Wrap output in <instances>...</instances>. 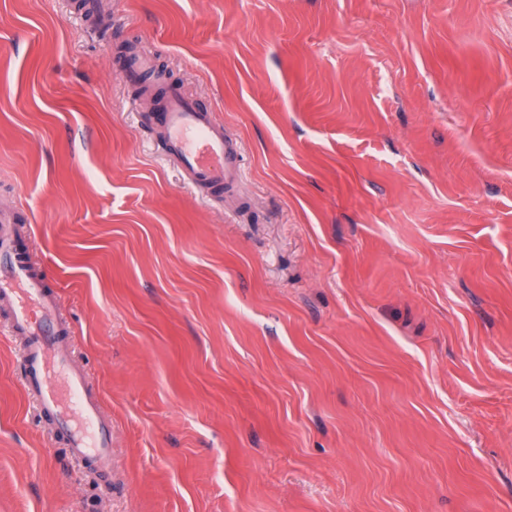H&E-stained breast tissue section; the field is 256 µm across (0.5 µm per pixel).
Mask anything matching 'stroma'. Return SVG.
Masks as SVG:
<instances>
[{"instance_id": "stroma-1", "label": "stroma", "mask_w": 512, "mask_h": 512, "mask_svg": "<svg viewBox=\"0 0 512 512\" xmlns=\"http://www.w3.org/2000/svg\"><path fill=\"white\" fill-rule=\"evenodd\" d=\"M97 2L0 0V207L112 467L0 302V512H512V0ZM131 43L237 139L220 202ZM154 59L151 56H134L120 65V76L127 83H138L152 68ZM0 221V295L10 303L13 336L25 339L21 385L36 399L40 413L57 423L71 458L108 470L112 417L62 342L67 330L60 322L57 294L15 254V233L8 224L20 223L13 212H2Z\"/></svg>"}]
</instances>
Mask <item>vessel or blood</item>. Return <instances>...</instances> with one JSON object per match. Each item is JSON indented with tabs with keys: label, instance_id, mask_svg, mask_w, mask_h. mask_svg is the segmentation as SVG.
Listing matches in <instances>:
<instances>
[{
	"label": "vessel or blood",
	"instance_id": "1",
	"mask_svg": "<svg viewBox=\"0 0 512 512\" xmlns=\"http://www.w3.org/2000/svg\"><path fill=\"white\" fill-rule=\"evenodd\" d=\"M153 64V57L134 56L119 72L125 82L137 83ZM148 91L155 99L153 123L163 133L168 158L184 182L216 196L238 183L237 144L212 121L209 109L174 85H152ZM14 221L13 213L0 214V297L10 303L12 334L25 339L21 385L36 399L41 414L57 423L71 458L108 470L112 418L90 389L87 372L74 367L62 342L67 330L57 294L15 254Z\"/></svg>",
	"mask_w": 512,
	"mask_h": 512
}]
</instances>
